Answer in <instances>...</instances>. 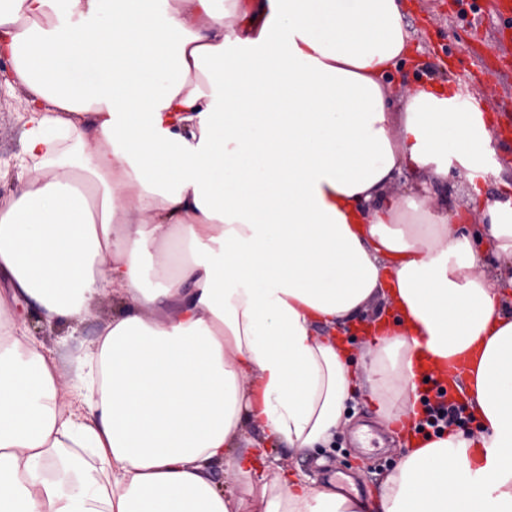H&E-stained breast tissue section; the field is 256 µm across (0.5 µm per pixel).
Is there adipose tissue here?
<instances>
[{"label":"adipose tissue","mask_w":512,"mask_h":512,"mask_svg":"<svg viewBox=\"0 0 512 512\" xmlns=\"http://www.w3.org/2000/svg\"><path fill=\"white\" fill-rule=\"evenodd\" d=\"M408 38L400 0H0L27 92L0 512H512V197L460 232L448 163L478 191L493 130L441 84L392 109ZM107 287L129 309L71 370L13 316L79 320ZM379 301L393 322L352 370L329 332ZM424 354L465 378L476 433L416 436ZM360 390L409 431L377 495L211 480L249 427L328 447Z\"/></svg>","instance_id":"1"}]
</instances>
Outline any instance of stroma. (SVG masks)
<instances>
[{
	"instance_id": "35a3bbf8",
	"label": "stroma",
	"mask_w": 512,
	"mask_h": 512,
	"mask_svg": "<svg viewBox=\"0 0 512 512\" xmlns=\"http://www.w3.org/2000/svg\"><path fill=\"white\" fill-rule=\"evenodd\" d=\"M405 23L410 36L411 51L390 79L393 103H400L421 84L445 81L450 91H465L478 98L488 125L498 119L496 107L512 77L506 78L471 63L474 44L469 32L457 21L456 0H401ZM22 90L0 85V197L9 196L18 186L21 173L19 134L23 124ZM127 304L111 291L96 297L91 314L83 321L61 320L45 324L39 314L26 303H18L16 313L37 345L43 349L63 352V342L78 336L93 343L101 327L112 316L125 312ZM355 412V425L360 431H341L332 450L325 452V465H318L319 456L294 454L286 446H264L252 449L254 469L244 477L230 468L213 466L211 476L224 492H240L245 480H259L273 472L286 475L305 474L310 479L321 475L335 477L341 491L349 496L376 491L380 481L401 461L406 440L399 424L379 423L374 403L362 394L349 405Z\"/></svg>"
}]
</instances>
